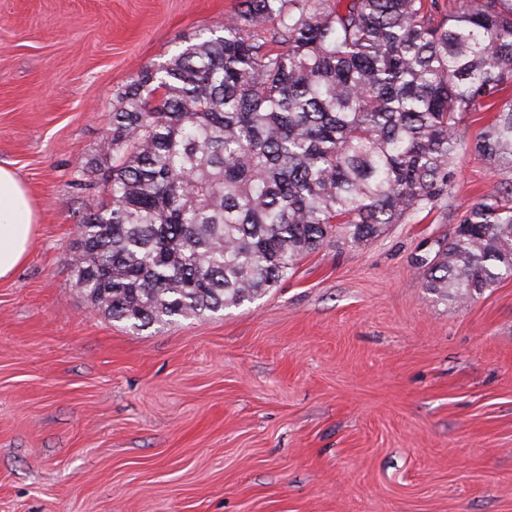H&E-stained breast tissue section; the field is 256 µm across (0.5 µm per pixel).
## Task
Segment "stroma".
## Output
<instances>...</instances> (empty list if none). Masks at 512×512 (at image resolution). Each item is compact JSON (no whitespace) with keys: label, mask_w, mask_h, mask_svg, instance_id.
<instances>
[{"label":"stroma","mask_w":512,"mask_h":512,"mask_svg":"<svg viewBox=\"0 0 512 512\" xmlns=\"http://www.w3.org/2000/svg\"><path fill=\"white\" fill-rule=\"evenodd\" d=\"M234 5L0 0V165L37 211L0 281V512H512V280L425 286L501 180L473 155L448 209L332 237L237 307L138 330L77 285L117 94Z\"/></svg>","instance_id":"1"}]
</instances>
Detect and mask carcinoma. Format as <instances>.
<instances>
[{
  "instance_id": "1",
  "label": "carcinoma",
  "mask_w": 512,
  "mask_h": 512,
  "mask_svg": "<svg viewBox=\"0 0 512 512\" xmlns=\"http://www.w3.org/2000/svg\"><path fill=\"white\" fill-rule=\"evenodd\" d=\"M511 87L512 0H237L117 95L74 275L136 329L239 306L335 233L365 244L450 206L465 149L503 181L425 287L468 301L512 278Z\"/></svg>"
}]
</instances>
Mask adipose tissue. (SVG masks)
<instances>
[{
  "label": "adipose tissue",
  "mask_w": 512,
  "mask_h": 512,
  "mask_svg": "<svg viewBox=\"0 0 512 512\" xmlns=\"http://www.w3.org/2000/svg\"><path fill=\"white\" fill-rule=\"evenodd\" d=\"M36 224L27 185L15 170L0 166V280L9 279L26 262Z\"/></svg>",
  "instance_id": "1"
}]
</instances>
